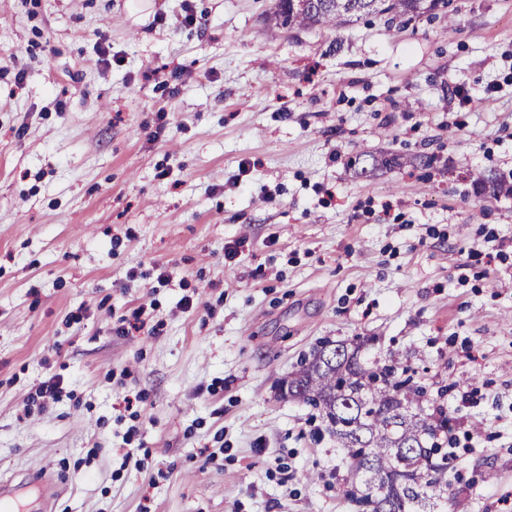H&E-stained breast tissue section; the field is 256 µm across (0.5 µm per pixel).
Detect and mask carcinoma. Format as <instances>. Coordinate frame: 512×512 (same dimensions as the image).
<instances>
[{"label":"carcinoma","mask_w":512,"mask_h":512,"mask_svg":"<svg viewBox=\"0 0 512 512\" xmlns=\"http://www.w3.org/2000/svg\"><path fill=\"white\" fill-rule=\"evenodd\" d=\"M450 0H323L317 12L285 0H273V15L280 26L304 30L336 28L369 16L389 20L413 17L446 7ZM340 352L329 364L321 355ZM358 343L325 346L283 386L284 394L320 411L328 432L344 450L347 462L342 496L360 512H373V498L382 494L388 512H445L433 492H448V449L434 442L448 433V414L428 413L419 402L423 389L411 385L408 369L376 360H360ZM412 440L401 462L388 426Z\"/></svg>","instance_id":"cac0c4a2"}]
</instances>
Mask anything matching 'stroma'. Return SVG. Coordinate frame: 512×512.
<instances>
[{"label": "stroma", "mask_w": 512, "mask_h": 512, "mask_svg": "<svg viewBox=\"0 0 512 512\" xmlns=\"http://www.w3.org/2000/svg\"><path fill=\"white\" fill-rule=\"evenodd\" d=\"M271 7L0 0V477L54 512H349L280 386L358 339L470 433L464 512H512V86L451 92L512 69V0ZM273 0L272 14L280 26L304 30L316 26L337 28L339 25L357 22L369 16H390L388 21L403 19L409 22L413 17L432 11L438 6L448 7L450 0H323V7L311 12L288 0Z\"/></svg>", "instance_id": "stroma-1"}]
</instances>
